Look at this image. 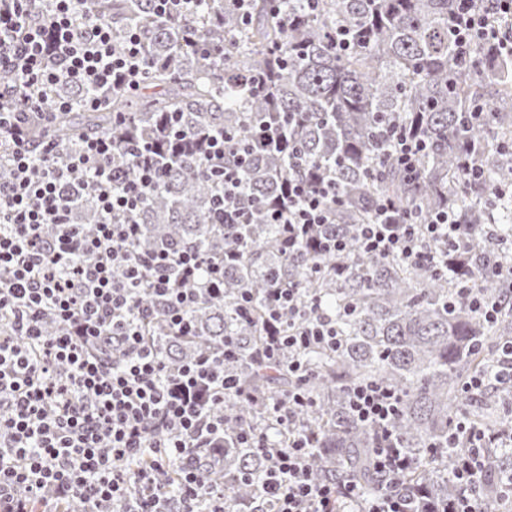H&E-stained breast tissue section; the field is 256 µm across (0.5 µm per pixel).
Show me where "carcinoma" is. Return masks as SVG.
<instances>
[{"label": "carcinoma", "instance_id": "cac0c4a2", "mask_svg": "<svg viewBox=\"0 0 512 512\" xmlns=\"http://www.w3.org/2000/svg\"><path fill=\"white\" fill-rule=\"evenodd\" d=\"M316 3L312 10L302 0H248L240 9L228 0H201L191 22L156 16L152 0H87L88 11L112 22L115 49L122 48L126 30L142 32L150 67L138 96L113 93L105 107L77 106L57 114L58 153L65 156L93 135H109L117 143L127 135L155 141L163 179L136 215L142 234L134 249L193 247L207 256L226 248L241 251L240 263L224 271V285L204 293L192 309V336L166 328L161 298H142L154 311V347L167 367L202 350L220 353L224 341L233 339L236 356L224 367L247 387L276 398L306 395L308 406L297 411V423L314 435L313 476L355 483L367 493L386 485L372 467L378 434L351 416L347 391L369 382L395 389L402 401L389 429L417 462L398 489L412 512H427L461 493L449 473L457 451L466 447L459 439L431 459V445L451 443L465 382L497 362L502 343L512 339V308L490 325L461 292L503 293L494 269L512 259L497 247L512 237V57L480 44L472 58H455L450 17L456 0ZM340 27L353 35L345 52L332 47ZM58 92L73 101L104 96L69 84ZM173 112L180 116L182 144L164 132ZM392 122L427 144L413 176L389 150ZM261 126L278 146L255 143L244 176L250 223L215 224L216 183L205 169L203 150L186 144L214 131L252 141ZM469 164L482 169L481 180L467 178ZM308 170L336 181L340 200L325 231L344 240L346 250L338 257L307 247L290 252L279 225L268 223L266 210L286 193V179ZM381 198L415 222L453 207L469 229L463 247L445 249L437 267L364 253L356 229L369 221ZM72 199L73 221L92 233L99 223L94 202L80 191ZM292 284L335 313L344 338L337 351L306 355L309 375L302 381L288 373L286 352L278 366L256 361L267 291ZM245 290L252 298L249 322L235 311ZM209 411L224 416L226 439L222 455L189 449V463L204 476L202 509L207 512L222 495L251 512H270L258 483L263 457L230 440L260 423L262 410L237 399ZM472 421L489 437L512 423L502 405L481 409ZM510 469L512 448L492 443L483 512H501L498 476ZM161 508L184 510L174 477Z\"/></svg>", "mask_w": 512, "mask_h": 512}]
</instances>
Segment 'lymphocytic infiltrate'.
Segmentation results:
<instances>
[{"label":"lymphocytic infiltrate","mask_w":512,"mask_h":512,"mask_svg":"<svg viewBox=\"0 0 512 512\" xmlns=\"http://www.w3.org/2000/svg\"><path fill=\"white\" fill-rule=\"evenodd\" d=\"M495 14L512 16V0H457L451 23L460 58L480 42L512 56V31L492 26ZM147 68L140 33H129L123 51L114 50L111 22L87 12L84 0H0V73L22 85L11 95L0 91V157L12 169L11 178L0 181V317L10 320L9 331H0V512H62L65 503L99 512L101 503L130 499L129 512H160L168 463L190 445L213 449L224 437L223 416L208 414L207 404L248 395L240 378L224 373L225 359L236 354L233 342H225L222 355L205 351L168 372L144 333L153 313L141 294L166 298L169 330L189 335L187 312L237 259L232 252L207 257L193 248L133 251L141 233L135 215L162 177L152 142L131 139L116 148L110 137L97 135L84 139L78 152L58 155L52 117L71 106L55 97L58 85L134 92ZM207 145L218 185L215 222L247 223L241 192L252 141L217 132ZM228 152L236 161L226 167ZM75 188L99 208L94 234L71 220L68 193ZM335 201L328 179H292L286 202L269 211L268 221L282 226L289 247L311 239L338 254L342 240L317 234L332 223ZM466 237L453 209L417 224L400 217L387 199L378 200L358 230L364 253L411 263L433 261L430 242L457 249ZM302 294L296 286L271 289L259 353L275 363L289 352L288 369L300 376L301 352L341 345L335 318L321 300ZM49 319L57 324L51 336L44 329ZM107 335L116 340L108 360L94 352ZM60 367L67 381L57 379ZM400 402L399 394L376 383L348 393L353 416L380 432L375 467L391 482L412 465L389 429ZM304 404L294 393L268 405L288 432L287 447H271L255 429L238 435L267 461L262 488L275 512H338L342 501L350 512H408L407 499L393 491L366 499L353 485L313 480V436L293 413ZM456 431L468 446L452 470L461 492L446 509L480 512L475 486L484 474V435L469 429L462 415Z\"/></svg>","instance_id":"lymphocytic-infiltrate-1"}]
</instances>
